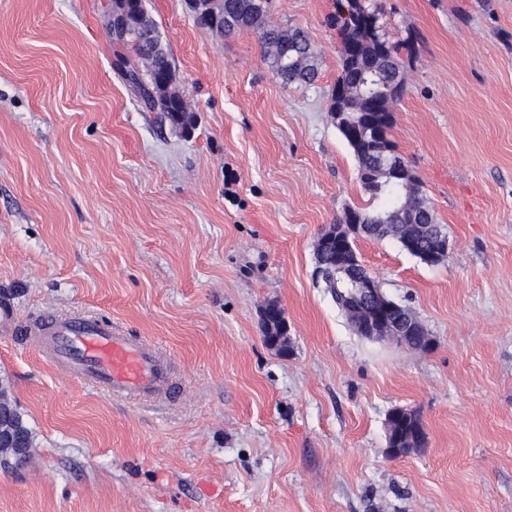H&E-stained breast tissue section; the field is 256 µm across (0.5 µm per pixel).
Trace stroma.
<instances>
[{
	"instance_id": "1",
	"label": "stroma",
	"mask_w": 512,
	"mask_h": 512,
	"mask_svg": "<svg viewBox=\"0 0 512 512\" xmlns=\"http://www.w3.org/2000/svg\"><path fill=\"white\" fill-rule=\"evenodd\" d=\"M101 0H0V297L20 319L91 312L170 357L185 399L115 400L0 335L32 432L0 512H512V0H381L414 42L392 140L448 233L429 266L390 238L358 256L431 350L358 336L314 276L322 227L369 207L329 112L333 0H274L322 58L284 85L249 30L145 0L193 115L142 111ZM276 304L289 349L263 339ZM427 444L387 455L386 416ZM390 318L391 322L398 321L401 324H409L416 329L415 335L408 336L403 342H396L397 344H402L416 350H424L425 345L431 338L411 308L404 306L403 310L392 313Z\"/></svg>"
}]
</instances>
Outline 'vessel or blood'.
I'll return each mask as SVG.
<instances>
[{
	"label": "vessel or blood",
	"mask_w": 512,
	"mask_h": 512,
	"mask_svg": "<svg viewBox=\"0 0 512 512\" xmlns=\"http://www.w3.org/2000/svg\"><path fill=\"white\" fill-rule=\"evenodd\" d=\"M0 327L45 351L65 378L98 391L163 403L182 398L160 347L101 317L43 313L22 323L2 300Z\"/></svg>",
	"instance_id": "b4317fda"
}]
</instances>
